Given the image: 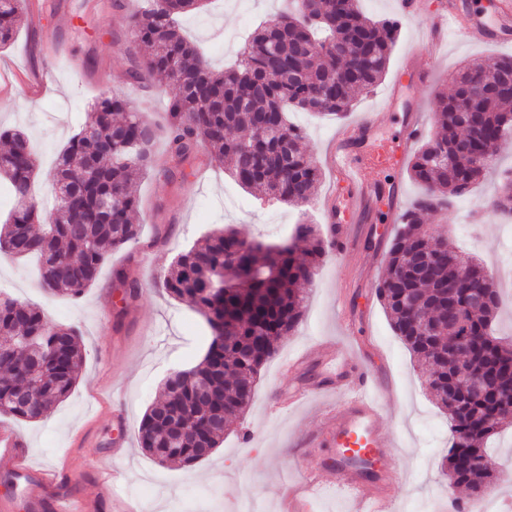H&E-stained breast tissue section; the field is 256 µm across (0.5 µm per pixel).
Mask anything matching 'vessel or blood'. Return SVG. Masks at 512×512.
<instances>
[{"label": "vessel or blood", "mask_w": 512, "mask_h": 512, "mask_svg": "<svg viewBox=\"0 0 512 512\" xmlns=\"http://www.w3.org/2000/svg\"><path fill=\"white\" fill-rule=\"evenodd\" d=\"M460 9L458 0H449L432 17L427 34L433 42H440L448 28L457 26ZM511 24L512 0H499L495 21L475 18L461 36L472 43L507 45L512 43V37L504 35L502 29ZM437 70V58L421 65L405 59L399 80L381 98L380 108L389 110L402 103L406 90L427 84ZM378 127L376 113H362L355 124L337 133L336 146L327 157V165L337 183L346 188L349 209L367 215L383 197L388 201L392 219L396 220L402 206L400 183L381 188L365 177L353 159L355 152L365 149ZM324 209L328 223L333 226V252L343 256L356 248L357 240L348 225L339 223L334 197H327ZM323 365L328 377L336 382V399L327 410L325 431L314 433L312 440L336 447L339 458L333 468V479L353 501L354 512H394L391 500L354 466L358 460L373 462L382 472L395 466V443L382 426L383 411L392 402L391 393L385 385L371 379L356 353L330 346ZM0 466L22 479L24 493L34 512H101L105 507L110 512H138L134 502L122 495L118 475L107 465L98 468L94 496L74 493L70 489V470L32 467L25 441L16 433H0Z\"/></svg>", "instance_id": "obj_1"}]
</instances>
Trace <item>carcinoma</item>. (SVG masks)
Here are the masks:
<instances>
[{
	"label": "carcinoma",
	"instance_id": "carcinoma-1",
	"mask_svg": "<svg viewBox=\"0 0 512 512\" xmlns=\"http://www.w3.org/2000/svg\"><path fill=\"white\" fill-rule=\"evenodd\" d=\"M205 5L149 0L129 15L131 36L144 50L129 78L144 83L154 75L170 77L177 87L167 125L161 130L148 124L121 97L98 98L88 123L58 156L54 218H46L33 198L37 161L27 135L3 132L10 145L0 153V184L10 186L17 207L0 225V254L36 257L48 294L82 297L105 258L138 239L133 180L154 168V144L162 134L177 167H195L204 153L228 164L246 189L286 205L309 203L322 174L301 148L305 132L288 124L284 107L345 116L356 93L381 83L399 27L366 16L357 0H292L291 10L251 33L235 66L215 72L178 22ZM25 9L26 0H0V49L13 42ZM433 124L440 132L409 165L421 194L402 214L377 294L395 335L448 414V480L476 500L498 479L483 461L488 441L512 413V344L490 334L501 297L493 280L479 276L485 265L429 234L422 214L473 189L494 171L499 147L512 140V56L466 66L453 93L438 95ZM440 151L455 160L434 164ZM463 151L488 161L475 164ZM482 205L511 218L512 181L500 183ZM41 223L38 234L32 226ZM297 241L306 243L302 257L294 253ZM329 250L328 238L312 224L295 225L288 240L277 244L243 239L227 226L176 256L162 288L204 317L210 343L200 363L166 379L164 399L144 414L137 438L145 453L161 463L190 466L218 446L224 427L253 401L257 375L279 340L299 326L307 288ZM471 288L485 295L482 306L468 313V335L476 345L466 362L487 378L483 400L450 391L460 367L458 334H432L411 313L415 307L446 323V297L459 301ZM18 330L26 339L0 355L6 371L0 377V415L40 421L75 386L82 364L78 335L53 324L42 308L0 292V332L13 337Z\"/></svg>",
	"mask_w": 512,
	"mask_h": 512
}]
</instances>
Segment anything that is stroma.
Returning <instances> with one entry per match:
<instances>
[{"label": "stroma", "mask_w": 512, "mask_h": 512, "mask_svg": "<svg viewBox=\"0 0 512 512\" xmlns=\"http://www.w3.org/2000/svg\"><path fill=\"white\" fill-rule=\"evenodd\" d=\"M43 23L67 47L69 57L82 61L73 71L67 59H55L54 91L41 99L27 98L18 73L43 64L38 37L22 25L12 45L0 52V130L24 131L38 159L35 195L39 203L50 198L58 152L89 120L96 99L116 95L133 102L151 125L165 122V107L174 97L173 82L155 77L139 84L128 79L134 58L128 32L129 12L115 8V0H43ZM288 0H213L199 12L180 17L184 33L206 50L213 68L233 62L251 26L282 13ZM426 16L403 20L386 75L378 89L359 96L343 119L293 111L291 123L303 127L305 150L320 159L336 130L357 114L376 110L381 93L398 79L403 57L423 58L437 52L441 69L419 90L427 112H435L439 93L452 92L456 74L473 60L493 62L501 48L468 43L448 34L438 47L424 41L420 30ZM406 114L402 108L383 113L370 148L358 163L372 181L387 184L400 179L403 204L411 206L419 187L404 169L391 167ZM158 161L148 176L138 180L141 206L134 217L140 226L137 241L112 252L97 281L77 300L46 298L37 281L35 262H14L0 256V289L12 297L44 308L53 323L77 330L84 364L70 396L50 418L39 422L0 416V428L22 434L29 459L36 465L67 462L77 475L76 493H95L93 457L107 461L125 475L123 490L139 498L144 512H233L236 504L254 502L258 512H282L281 494H311L315 512H351L345 495L332 477L334 447L316 449L310 462L316 468L317 487L309 489L298 469L297 440L322 429L324 399L270 414L275 400L296 389L324 380L321 344L349 343L350 335L364 340L368 368L393 387L396 400L383 414V426L399 441V473L383 475L379 490L410 512H436L442 500L463 502L464 489L451 486L443 466L448 452V418L437 407L421 379L416 361L393 332L361 270L370 253L388 250L396 231L386 204L370 217L347 214L357 248L344 257L326 254L310 289L303 320L283 337L276 355L260 371L251 405L224 433L211 456L193 465L163 464L138 446L139 423L163 398L169 373L201 361L208 337L203 316L170 297L161 281L176 255L205 234L231 225L240 236L266 243L279 242L277 225L304 221L323 225L316 206L303 208L275 204L251 194L227 168L208 166L204 174L174 168L165 158L166 143L155 146ZM500 184L497 174L473 191L454 198L450 207L427 214L424 226L437 229L449 244L480 253L488 269L512 264V229L501 216L480 206ZM137 283L135 300H125L124 282ZM305 355L303 367L287 373L286 358ZM126 442L124 456L110 457L111 443Z\"/></svg>", "instance_id": "1"}]
</instances>
